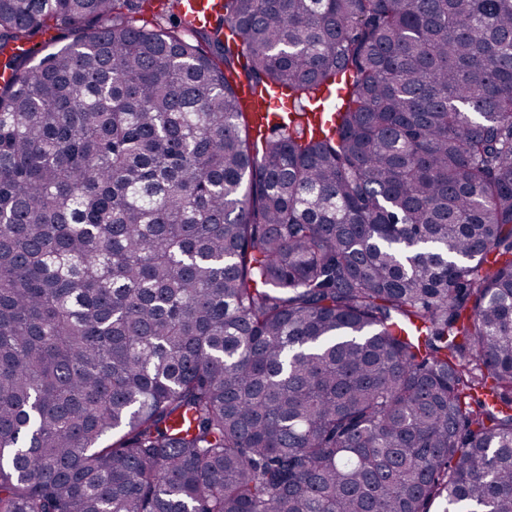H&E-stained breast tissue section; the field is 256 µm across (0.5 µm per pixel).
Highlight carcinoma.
<instances>
[{
  "mask_svg": "<svg viewBox=\"0 0 512 512\" xmlns=\"http://www.w3.org/2000/svg\"><path fill=\"white\" fill-rule=\"evenodd\" d=\"M2 73L0 512H512V0H0ZM176 12L184 28L197 30L211 24L223 0H176ZM73 37L71 34L64 35L55 28H48L35 34L27 44V48L33 50L29 64H36L44 54L68 43ZM238 92L254 112L274 111L282 106V103L279 100L281 98L279 93L263 95L262 97L257 96L252 93L250 84L244 80L239 83Z\"/></svg>",
  "mask_w": 512,
  "mask_h": 512,
  "instance_id": "1",
  "label": "carcinoma"
}]
</instances>
